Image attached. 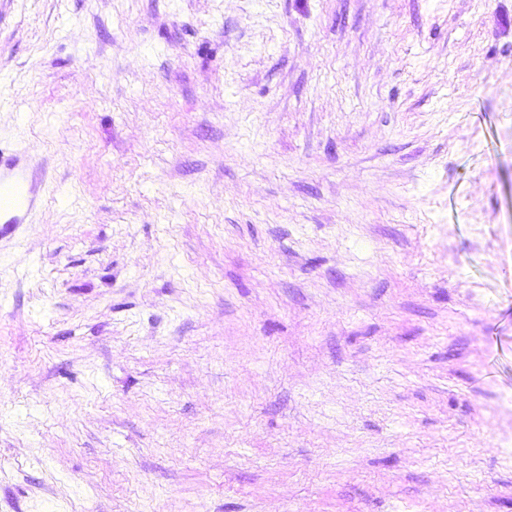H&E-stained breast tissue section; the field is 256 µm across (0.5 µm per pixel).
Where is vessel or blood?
Wrapping results in <instances>:
<instances>
[{
	"label": "vessel or blood",
	"instance_id": "obj_1",
	"mask_svg": "<svg viewBox=\"0 0 512 512\" xmlns=\"http://www.w3.org/2000/svg\"><path fill=\"white\" fill-rule=\"evenodd\" d=\"M32 174L19 157L0 153V224H22L36 209Z\"/></svg>",
	"mask_w": 512,
	"mask_h": 512
}]
</instances>
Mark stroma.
Masks as SVG:
<instances>
[{"label": "stroma", "mask_w": 512, "mask_h": 512, "mask_svg": "<svg viewBox=\"0 0 512 512\" xmlns=\"http://www.w3.org/2000/svg\"><path fill=\"white\" fill-rule=\"evenodd\" d=\"M0 512H512V0H0ZM32 174L17 156L0 149V224H23L38 204Z\"/></svg>", "instance_id": "1"}]
</instances>
